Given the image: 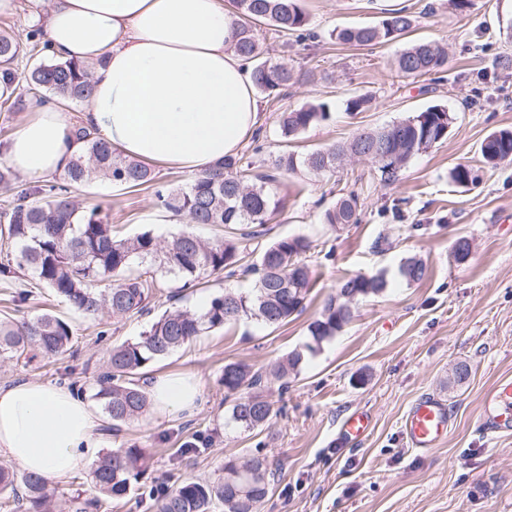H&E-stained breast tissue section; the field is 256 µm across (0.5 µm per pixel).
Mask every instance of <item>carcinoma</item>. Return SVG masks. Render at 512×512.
Here are the masks:
<instances>
[{
	"label": "carcinoma",
	"instance_id": "1",
	"mask_svg": "<svg viewBox=\"0 0 512 512\" xmlns=\"http://www.w3.org/2000/svg\"><path fill=\"white\" fill-rule=\"evenodd\" d=\"M238 13L254 24L271 26L278 33L295 37L297 45L310 39L307 15L299 0H234ZM414 18L403 9L392 10L377 24L335 28L327 37L341 45L369 46L407 34ZM31 56L36 58L27 74L18 77L13 67L19 43L0 33V106L11 102L19 87L39 96L49 93L60 104L89 99L92 87L86 65L49 54L39 29L27 32ZM234 51L252 66L256 89L278 95L298 81L294 70L264 58V49L253 29L240 25ZM445 52L432 41H419L403 50L397 65L406 77H418L442 68ZM330 106L309 103L284 112L278 120L283 142L297 139L310 126L330 119ZM452 117L448 109L435 104L382 130L358 133L348 142L297 155L286 149L277 155L272 170L254 172V161L245 155L224 158L213 172L197 176L187 188L158 186L156 205L184 213L194 224L214 226L246 225L249 230L237 238L205 242L190 232L160 240L150 232L119 238L97 206H79L71 192L75 185L103 177L116 186L133 188L155 181L145 163L123 157L112 145L84 128L75 129L83 141L82 152L70 160L60 178L22 191L8 211L0 215L7 224V240L14 248L16 267H0L8 279L17 271H30L37 284L52 290L73 310L85 316L106 308L114 317L142 314L157 288V276L167 277L191 288L207 274L224 271L227 276H254V286L246 293L226 291L210 299L197 311H166L151 320L139 336L110 349L92 398L100 405L112 428L146 414L150 399L140 386V375L167 358L194 338L242 318L254 319L267 327H278L299 314L311 290V277L302 256L312 249L303 235L280 238L261 249L257 263L243 266L245 242L261 236L260 227L280 208L271 189L277 176L302 169L314 176L331 177L341 160L363 154L373 141H384L387 159L370 155L365 160L377 165L380 180L389 183L411 157L444 140ZM487 164L512 161V130L490 134L481 144ZM358 202L353 193L340 197L324 213V223L335 227L357 223ZM425 262L416 257L400 267L407 282L422 280ZM388 281L383 276L356 275L340 283L336 294L325 302L320 315L308 327L304 350H294L263 373L242 363L224 365L222 382L231 400L229 421L244 431L261 428L272 417L271 404L263 389L268 377H288L302 364L305 354H314L352 318L359 300L383 292ZM71 325L44 311L22 320H0V360L30 363L38 356L52 358L72 347ZM150 454L139 445L123 444L99 457L92 483L98 495L74 497L68 512H96L100 497L119 499L127 495L132 482L148 468ZM223 475L213 481H183L173 488L150 489L154 512H256L269 493L270 472L265 460L253 457L244 462L230 459ZM24 496L17 495V479L8 467L0 466V496L21 501L24 512H57L48 482L35 474L22 478Z\"/></svg>",
	"mask_w": 512,
	"mask_h": 512
}]
</instances>
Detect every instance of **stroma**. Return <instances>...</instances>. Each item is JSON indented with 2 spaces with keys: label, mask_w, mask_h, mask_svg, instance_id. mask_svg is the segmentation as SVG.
Wrapping results in <instances>:
<instances>
[{
  "label": "stroma",
  "mask_w": 512,
  "mask_h": 512,
  "mask_svg": "<svg viewBox=\"0 0 512 512\" xmlns=\"http://www.w3.org/2000/svg\"><path fill=\"white\" fill-rule=\"evenodd\" d=\"M308 27L322 43L284 49L283 37L262 25L257 37L271 62L295 69L298 83L279 96L261 97L258 122L239 151L255 154L261 170L282 149L281 113L316 101L328 102L331 121L308 128L292 145L299 154L344 142L362 130H377L434 105L454 120L448 136L413 156L398 180L382 183L373 166L344 159L331 179L299 170L275 185L279 211L263 229L262 242L304 235L313 247L303 261L314 283L305 310L279 328L254 320L225 325L198 337L152 365L150 374L200 377L203 393L192 414L147 412L111 431L101 426L100 448L134 443L151 454L148 471L128 495L104 502L101 512H152L148 491L186 479L218 478L227 459L265 458L273 473L258 512H512V435L487 438L480 427L483 396L512 377V162L483 164L480 146L491 133L512 129V0H469L457 11L450 0H301ZM407 7L411 33L375 46L325 41L329 29L379 21L383 10ZM415 40L441 45L448 57L436 73L404 78L399 54ZM366 95L365 111L346 102ZM261 152H254V145ZM465 164L469 185L452 172ZM355 192L360 220L331 227L323 217L339 197ZM82 206H100L114 233L127 238L151 232L167 239L178 224H147L154 190L125 189L103 180L75 188ZM471 243L466 261L454 258L459 238ZM427 266L422 281L406 283L398 270L412 256ZM385 275L388 286L355 304L351 320L315 354L306 356L287 384L268 381L273 405L269 425L244 431L228 425L224 366L240 362L267 367L309 339L308 326L339 282ZM252 276H207L196 288L177 291L159 281L148 314L89 318L36 286L31 272L0 280V316H31L50 309L72 325V349L23 365L0 363V385L39 380L66 386L82 398L98 388L108 350L138 336L151 318L175 309L196 310L201 300L224 291L245 292ZM29 291L21 305L11 293ZM471 372L456 381L458 364ZM449 405L452 431L443 445L423 453L408 448L402 416L421 394ZM366 411L371 428L364 440L341 444L338 432L352 412ZM195 450L182 454L184 443Z\"/></svg>",
  "instance_id": "1"
}]
</instances>
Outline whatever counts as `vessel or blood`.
<instances>
[{
	"label": "vessel or blood",
	"instance_id": "vessel-or-blood-1",
	"mask_svg": "<svg viewBox=\"0 0 512 512\" xmlns=\"http://www.w3.org/2000/svg\"><path fill=\"white\" fill-rule=\"evenodd\" d=\"M484 434L491 438L512 434V379L499 380L484 397V407L479 416ZM371 421L367 412L351 413L342 423L339 436L344 443L361 441ZM451 413L438 396L418 397L407 409L403 418V433L409 448L428 452L439 447L447 438Z\"/></svg>",
	"mask_w": 512,
	"mask_h": 512
}]
</instances>
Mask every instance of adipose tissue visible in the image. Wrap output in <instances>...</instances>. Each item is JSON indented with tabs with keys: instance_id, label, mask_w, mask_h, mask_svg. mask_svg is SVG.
<instances>
[{
	"instance_id": "adipose-tissue-1",
	"label": "adipose tissue",
	"mask_w": 512,
	"mask_h": 512,
	"mask_svg": "<svg viewBox=\"0 0 512 512\" xmlns=\"http://www.w3.org/2000/svg\"><path fill=\"white\" fill-rule=\"evenodd\" d=\"M63 58L90 64L84 127L124 157L203 174L236 154L256 124L250 68L233 49L238 18L224 0H28ZM82 144L63 109L38 107L0 145V161L37 180L62 170ZM161 413L192 411L199 378L162 374L148 385ZM97 414L70 388L0 386V454L58 480L91 470Z\"/></svg>"
}]
</instances>
